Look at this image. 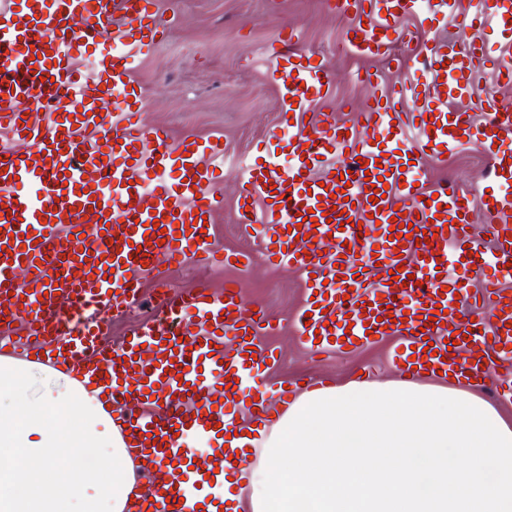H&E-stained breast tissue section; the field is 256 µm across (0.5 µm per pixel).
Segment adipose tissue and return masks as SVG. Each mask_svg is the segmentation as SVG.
<instances>
[{"instance_id":"adipose-tissue-1","label":"adipose tissue","mask_w":512,"mask_h":512,"mask_svg":"<svg viewBox=\"0 0 512 512\" xmlns=\"http://www.w3.org/2000/svg\"><path fill=\"white\" fill-rule=\"evenodd\" d=\"M244 492L205 512H512V424L475 393L397 379L304 390L261 427ZM0 512H127L137 465L98 390L0 356Z\"/></svg>"}]
</instances>
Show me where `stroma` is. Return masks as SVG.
Segmentation results:
<instances>
[{"label": "stroma", "instance_id": "stroma-1", "mask_svg": "<svg viewBox=\"0 0 512 512\" xmlns=\"http://www.w3.org/2000/svg\"><path fill=\"white\" fill-rule=\"evenodd\" d=\"M162 17L171 19L164 42L141 60L137 77L147 100L145 119L165 126L172 143L185 135L224 140V205L215 214L216 244L232 251L253 250L251 238L237 222L236 176L256 156V146L279 124L278 89L264 56L282 26L301 34L300 47L332 67L336 86L326 111L341 112L344 106L360 105L367 88L360 80L366 69L378 71L390 84L406 82L409 71H395L385 62L363 61L339 53L350 25L336 15L328 0H159ZM429 186L452 185L471 192L486 186L487 159L474 144H463L444 162L424 165ZM237 279L247 304L261 307L276 323L266 345L279 355L268 370L267 383L300 377L324 379L331 384L356 380L365 374L376 381L397 377L396 339L317 357L305 351L293 334L292 322L303 298V285L293 271L267 265L255 253L249 274L240 276L228 268H207L193 263L159 266L156 278L145 279L144 298H151L157 282L181 289L205 282L223 288L225 280Z\"/></svg>", "mask_w": 512, "mask_h": 512}]
</instances>
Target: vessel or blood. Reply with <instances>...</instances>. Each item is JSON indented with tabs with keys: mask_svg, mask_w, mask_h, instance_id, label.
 <instances>
[{
	"mask_svg": "<svg viewBox=\"0 0 512 512\" xmlns=\"http://www.w3.org/2000/svg\"><path fill=\"white\" fill-rule=\"evenodd\" d=\"M336 10L352 21L344 53L403 47L416 78L364 75L365 103L336 118L321 108L332 68L284 27L266 53L283 117L236 178L239 222L261 225L258 250L301 279L295 334L311 353L398 336L403 375L426 363L483 381L512 363V197L500 192L512 185V111L492 98L477 122L459 105L486 66L512 85V60L486 54L491 40L512 44V0H336ZM158 16V0H0V131L11 141L0 148V351L55 360L118 407L147 486L134 512H204L236 454L218 423L261 419L294 388L244 398L240 379L259 380L276 358L263 342L275 326L234 281L220 293L158 287L154 314L109 339L106 311L135 303L159 264L252 265L249 252L201 237L224 194L223 139L174 147L143 119L136 70L165 36ZM413 16L461 17L469 37L414 39L402 26ZM412 124L421 137L408 144ZM466 142L490 160V251L470 232L471 193L425 181L424 159ZM398 222L409 237L391 238Z\"/></svg>",
	"mask_w": 512,
	"mask_h": 512,
	"instance_id": "obj_1",
	"label": "vessel or blood"
}]
</instances>
